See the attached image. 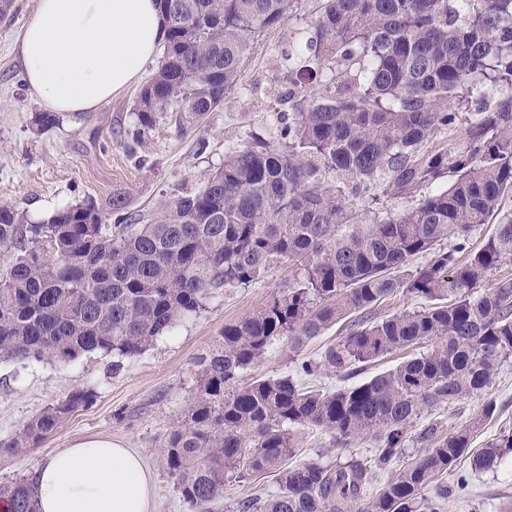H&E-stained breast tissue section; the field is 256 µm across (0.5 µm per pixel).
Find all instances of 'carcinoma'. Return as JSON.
<instances>
[{
	"label": "carcinoma",
	"mask_w": 512,
	"mask_h": 512,
	"mask_svg": "<svg viewBox=\"0 0 512 512\" xmlns=\"http://www.w3.org/2000/svg\"><path fill=\"white\" fill-rule=\"evenodd\" d=\"M167 37L161 65L136 100L139 129L172 106L191 124L224 103L250 45L297 0H157ZM290 113L276 140L253 134L196 190L147 218L122 188L36 224L0 206V360L66 364L91 353H144L216 288H245L270 269L303 272L249 316L224 326L199 360L194 394L162 458L191 512H210L224 486L277 473L276 492L240 512H418L421 492L465 455L478 471L512 455V430L470 452L494 416L445 432L426 426L414 462L368 498L360 462L291 468L294 429L378 443L375 467L404 447L424 414L484 395L512 358V216L461 259L470 233L512 197V0H318L310 28L282 52ZM461 150L433 149L434 136ZM446 189L424 194L442 179ZM383 198L413 206L368 223ZM114 223H109V219ZM455 239L452 248L441 242ZM426 256L423 266L411 263ZM427 305L377 319L395 293ZM345 336L297 374L354 375L396 352L418 353L359 385L313 389L290 376L239 382L284 339L298 351L336 324ZM426 350L419 351V348ZM77 390L0 441L38 444L89 405ZM5 512H40L32 479L0 486Z\"/></svg>",
	"instance_id": "carcinoma-1"
}]
</instances>
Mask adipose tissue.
<instances>
[{
  "label": "adipose tissue",
  "mask_w": 512,
  "mask_h": 512,
  "mask_svg": "<svg viewBox=\"0 0 512 512\" xmlns=\"http://www.w3.org/2000/svg\"><path fill=\"white\" fill-rule=\"evenodd\" d=\"M156 0H37L18 42L44 109L88 112L142 80L164 40ZM41 512H154L142 453L104 436L74 440L33 473Z\"/></svg>",
  "instance_id": "ef3b65f1"
}]
</instances>
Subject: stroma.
Returning <instances> with one entry per match:
<instances>
[{
  "mask_svg": "<svg viewBox=\"0 0 512 512\" xmlns=\"http://www.w3.org/2000/svg\"><path fill=\"white\" fill-rule=\"evenodd\" d=\"M36 5L37 0H13L8 15L0 18V205L16 207L32 222L47 220L55 211L86 199L105 201L120 187L129 191L134 209L156 215L172 194L198 188L222 166L225 153L245 143L250 134L272 137L288 118V106L280 97L287 81L281 52L306 29L317 3L297 0L287 20L254 41L238 85L201 126L188 124L173 109L138 139L133 136L140 91L136 85L84 117L63 114L54 127L36 131L33 117L41 106L28 94L15 51L22 26ZM201 139L208 143L203 152L197 146ZM297 277L294 267L282 264L250 287L212 290L203 310L178 322L144 354L124 360L117 372L112 356L101 353L66 365L33 363L23 370L0 361V439L15 435L29 419L72 391L88 389L94 394L88 408L74 412L38 445L1 456L0 484L31 476L47 457L76 438L109 436L145 455L156 477V512H190L165 469L161 446L195 391L199 359L216 345L225 325L248 316ZM342 334L341 327H332L296 355L286 342H278L246 375L295 374L298 357L318 356ZM488 397L495 400L497 413L475 432L476 450L512 429V359L501 368ZM485 398L468 397L433 416H422L410 430L411 440L377 471L375 486L420 455L414 437L430 420H438L447 430L468 423L480 415ZM294 437V452L288 458L293 465L307 460L370 465L376 457V445L368 439L342 444L317 428L298 429ZM442 483L450 494L439 512H512L511 457L483 473L461 458Z\"/></svg>",
  "mask_w": 512,
  "mask_h": 512,
  "instance_id": "1",
  "label": "stroma"
}]
</instances>
